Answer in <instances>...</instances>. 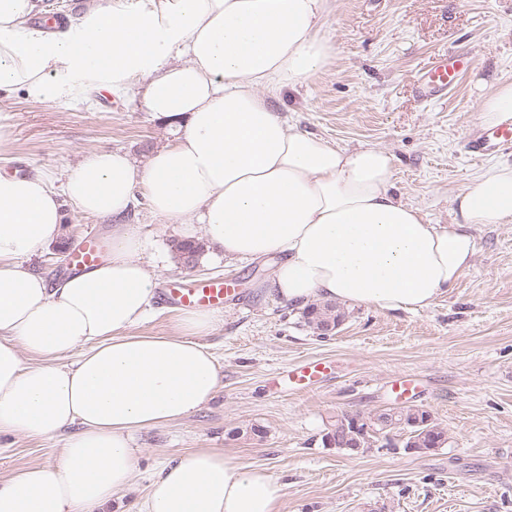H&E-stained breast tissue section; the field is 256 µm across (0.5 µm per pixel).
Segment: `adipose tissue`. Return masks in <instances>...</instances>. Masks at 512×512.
<instances>
[{
  "mask_svg": "<svg viewBox=\"0 0 512 512\" xmlns=\"http://www.w3.org/2000/svg\"><path fill=\"white\" fill-rule=\"evenodd\" d=\"M332 0H106L77 33L30 18L41 0H0V90L52 102L107 91L185 130L145 165L119 150L67 170L0 173V435L65 433L59 458L0 480V512H97L133 477L135 435L188 418L223 386L202 343L219 320L185 310L170 335L138 328L157 275L124 217L136 196L204 233L228 259H274L262 289L386 312L430 306L470 267L474 226L512 224V164L488 166L431 224L393 193L383 149L344 150L292 128L271 106L328 63ZM112 220L109 258L48 282L28 262L61 236L65 207ZM262 468L198 449L154 474L138 512H280Z\"/></svg>",
  "mask_w": 512,
  "mask_h": 512,
  "instance_id": "adipose-tissue-1",
  "label": "adipose tissue"
}]
</instances>
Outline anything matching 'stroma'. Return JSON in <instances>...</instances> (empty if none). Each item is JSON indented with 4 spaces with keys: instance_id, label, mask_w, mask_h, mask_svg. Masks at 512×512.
Masks as SVG:
<instances>
[{
    "instance_id": "1",
    "label": "stroma",
    "mask_w": 512,
    "mask_h": 512,
    "mask_svg": "<svg viewBox=\"0 0 512 512\" xmlns=\"http://www.w3.org/2000/svg\"><path fill=\"white\" fill-rule=\"evenodd\" d=\"M323 33L333 47L328 65L284 89L276 111L339 148L388 151L396 197L429 223H453L454 196L489 162L512 163L511 148L489 161L463 151L484 131L482 99L512 83V0H335ZM444 52L471 61L460 87L418 98L415 76ZM0 131L8 140L0 171L58 176L101 149L145 163L178 134L142 106L93 89L47 103L14 93L0 105ZM127 221L147 237L145 260L160 286L221 278L241 293L203 338L224 373L219 395L179 423L136 435L131 484L107 512H137L161 464L202 448L269 469L284 488L281 512H512V224L475 229L472 265L431 306L348 305L341 327L321 336L301 308L260 294L271 262L228 261L208 248L189 269L174 248L178 225L154 216L144 198ZM314 360L327 372L312 389L294 390L289 372ZM402 373L417 378L419 395L398 400L386 389ZM399 401L429 410L446 444L421 455L324 446L337 414L366 416ZM62 445L58 434L0 436V478L56 461Z\"/></svg>"
}]
</instances>
